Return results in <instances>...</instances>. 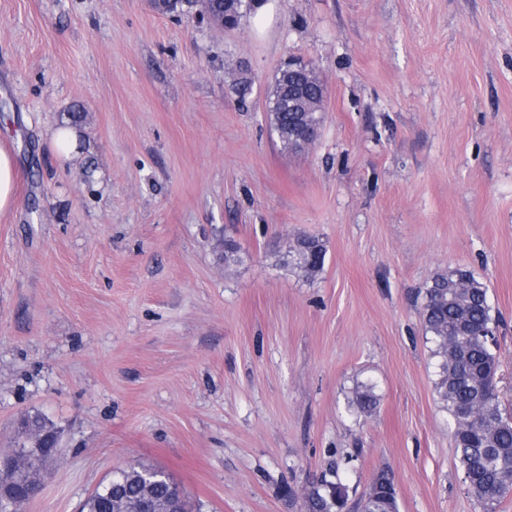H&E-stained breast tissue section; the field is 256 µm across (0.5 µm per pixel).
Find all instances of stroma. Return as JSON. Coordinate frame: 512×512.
<instances>
[{
  "label": "stroma",
  "mask_w": 512,
  "mask_h": 512,
  "mask_svg": "<svg viewBox=\"0 0 512 512\" xmlns=\"http://www.w3.org/2000/svg\"><path fill=\"white\" fill-rule=\"evenodd\" d=\"M268 5L229 31L148 0H0L20 197L0 217V455L31 410L63 448L18 512H79L131 464L192 512H306L332 465L344 512L382 469L399 512H484L421 307L450 267L488 285L512 403V0ZM291 56L327 89L299 155L268 118ZM300 234L326 247L313 279L278 263ZM360 384L378 404L355 417ZM78 132L70 125L54 128L50 136L52 151L60 157L70 159L78 148Z\"/></svg>",
  "instance_id": "1"
}]
</instances>
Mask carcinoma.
<instances>
[{"mask_svg": "<svg viewBox=\"0 0 512 512\" xmlns=\"http://www.w3.org/2000/svg\"><path fill=\"white\" fill-rule=\"evenodd\" d=\"M194 7L200 12L218 14L236 11L225 0H162L155 10L174 14ZM271 120L285 149H296L288 135V126L296 118L288 104H280L277 92L270 98ZM320 97L311 96L304 124L296 134L317 129L323 121ZM326 247L316 236L303 235L288 246L284 263L314 278L323 269ZM421 317L425 333L435 345L438 379L436 389L442 408L451 419V437L468 487L477 501L489 509L512 492V410L500 399L496 377L499 362L488 337L495 335L496 318L492 314L489 288L473 274L453 268L436 274L425 288ZM377 396L371 385H360L349 401L354 414L372 412ZM144 467H124L98 486V491L84 501L81 512H131L138 507L148 510L155 502L182 494L171 481H141ZM396 485L385 472L379 473L365 497L360 512H398ZM307 512H339L347 490L327 475L305 486Z\"/></svg>", "mask_w": 512, "mask_h": 512, "instance_id": "cac0c4a2", "label": "carcinoma"}]
</instances>
